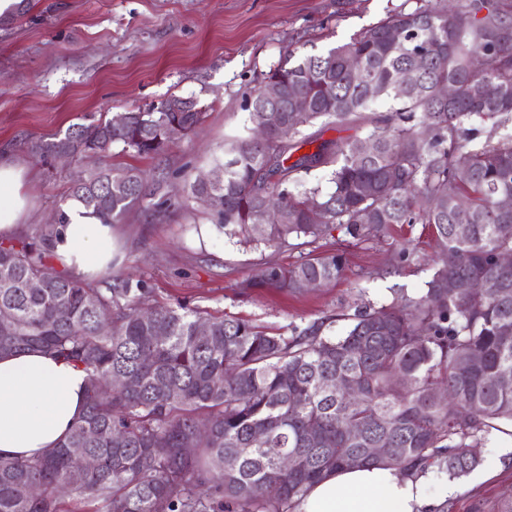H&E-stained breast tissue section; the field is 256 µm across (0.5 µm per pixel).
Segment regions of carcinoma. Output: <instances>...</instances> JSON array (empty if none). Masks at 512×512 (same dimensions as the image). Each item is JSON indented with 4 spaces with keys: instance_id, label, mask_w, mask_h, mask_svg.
Instances as JSON below:
<instances>
[{
    "instance_id": "carcinoma-1",
    "label": "carcinoma",
    "mask_w": 512,
    "mask_h": 512,
    "mask_svg": "<svg viewBox=\"0 0 512 512\" xmlns=\"http://www.w3.org/2000/svg\"><path fill=\"white\" fill-rule=\"evenodd\" d=\"M352 57L360 61L354 70ZM265 81L281 86L280 97L257 92L246 108L249 121H267V137L225 145L214 159L221 178L194 180L179 206L212 195L225 236L277 249L338 226L368 240L395 224H428L439 257L424 292L275 333L181 303L151 306L140 278L88 282L56 268L55 225L68 221L58 210L53 223L0 242V354L38 349L84 370L85 409L57 447L0 459V512H74L72 503L82 512H294L353 458L361 467H435L460 479L480 464L489 437L512 426V268L496 261L512 252V211L497 207L512 195V134L481 141L469 127L476 118L496 127L512 119V11L502 0L444 8L417 0L323 53L275 67ZM445 84L454 89L447 99ZM296 95L307 111H294ZM380 100L390 114L367 137L294 157L314 142L304 129L315 121L344 122ZM199 120L195 101L186 107L173 97L125 113L121 125L76 124L32 153L101 160L120 145L157 155ZM320 167L330 168L328 187L305 186L302 175ZM144 182L137 168L106 167L71 196L112 224L145 198ZM461 196L471 202L466 220L454 209ZM272 205L287 219L261 223ZM345 270L339 252L288 268L267 262L240 289L300 293ZM31 281L40 288H28ZM339 320L345 333L327 335ZM201 322L206 337L196 333ZM473 357L481 364L470 365ZM117 375L123 385L99 398L98 384ZM343 382L355 386L354 398L335 391ZM441 385L452 397L446 403L433 397ZM72 448L98 467L82 472ZM288 455L291 468L282 464ZM63 482L72 484L67 501L54 493ZM272 484L276 496L267 494Z\"/></svg>"
}]
</instances>
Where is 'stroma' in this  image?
<instances>
[{
    "label": "stroma",
    "instance_id": "stroma-1",
    "mask_svg": "<svg viewBox=\"0 0 512 512\" xmlns=\"http://www.w3.org/2000/svg\"><path fill=\"white\" fill-rule=\"evenodd\" d=\"M404 0H30L0 25V158L30 173L24 190L32 207L28 233L52 220L77 176L74 159L43 162L31 147L69 126L133 112L171 96L194 99L201 120L160 155L113 147L109 164L145 174L144 203L113 224V274L146 281L157 304L184 302L277 329L303 326L324 314L363 303L391 302L394 289L423 291L437 255L433 230L397 224L388 236L358 242L338 228L297 248L252 247L221 232L212 208L198 202L162 213L149 204L177 198L190 177L207 172L224 144L249 135L245 100L274 66L319 53L378 22ZM387 104L343 123L315 125L318 141L365 137ZM408 260H401V249ZM340 252L344 276L291 294L264 288L241 295L240 283L262 264L282 266ZM512 440L494 433L473 472L456 480L448 512H500L512 502Z\"/></svg>",
    "mask_w": 512,
    "mask_h": 512
}]
</instances>
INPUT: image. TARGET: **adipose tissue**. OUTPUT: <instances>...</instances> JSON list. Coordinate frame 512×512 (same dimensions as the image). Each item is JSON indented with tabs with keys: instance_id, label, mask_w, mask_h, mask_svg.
Instances as JSON below:
<instances>
[{
	"instance_id": "ef3b65f1",
	"label": "adipose tissue",
	"mask_w": 512,
	"mask_h": 512,
	"mask_svg": "<svg viewBox=\"0 0 512 512\" xmlns=\"http://www.w3.org/2000/svg\"><path fill=\"white\" fill-rule=\"evenodd\" d=\"M27 172L0 159V238L19 232L28 215ZM54 251L70 274L91 279L111 271L112 227L78 201L63 206ZM86 374L73 364L30 350L0 356V457H33L65 438L83 414ZM430 474L355 467L314 484L298 512H425L432 507Z\"/></svg>"
}]
</instances>
